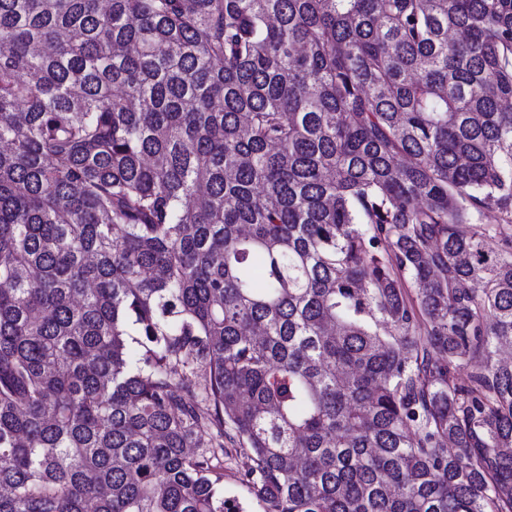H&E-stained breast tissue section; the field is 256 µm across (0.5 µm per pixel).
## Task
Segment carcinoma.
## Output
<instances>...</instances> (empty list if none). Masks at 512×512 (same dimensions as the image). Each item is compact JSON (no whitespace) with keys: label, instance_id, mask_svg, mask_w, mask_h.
<instances>
[{"label":"carcinoma","instance_id":"obj_1","mask_svg":"<svg viewBox=\"0 0 512 512\" xmlns=\"http://www.w3.org/2000/svg\"><path fill=\"white\" fill-rule=\"evenodd\" d=\"M511 100L512 0H0V512H512ZM242 465L241 459L224 457V497L238 496L243 509L241 512H255L259 510L258 507L240 489L239 471Z\"/></svg>","mask_w":512,"mask_h":512}]
</instances>
